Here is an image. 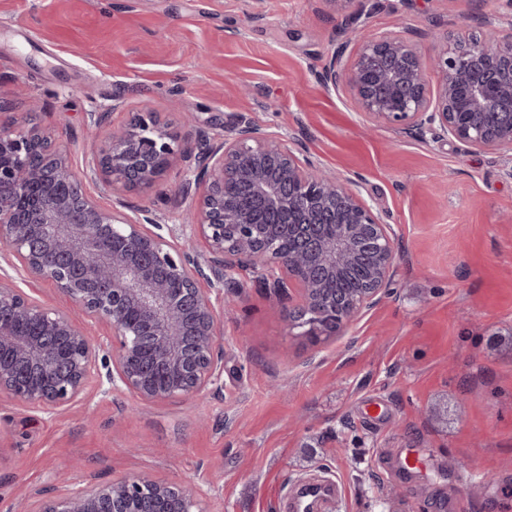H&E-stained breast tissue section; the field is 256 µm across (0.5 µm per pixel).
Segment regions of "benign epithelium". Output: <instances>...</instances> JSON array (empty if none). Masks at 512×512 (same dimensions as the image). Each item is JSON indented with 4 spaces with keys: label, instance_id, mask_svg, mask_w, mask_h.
<instances>
[{
    "label": "benign epithelium",
    "instance_id": "1",
    "mask_svg": "<svg viewBox=\"0 0 512 512\" xmlns=\"http://www.w3.org/2000/svg\"><path fill=\"white\" fill-rule=\"evenodd\" d=\"M485 32L434 49L431 85L418 33L356 29L319 74L359 111L398 133L448 138L477 152L512 151V11L481 16ZM184 157L175 189L196 199L177 244L99 208L87 178L151 188L180 154L179 137L152 112L112 131L96 165L78 175L37 124L0 127V395L45 413L82 400L99 366L148 402L195 396L221 378L215 301L231 272L248 267L278 297L297 284L289 320L312 341L340 334L392 285L400 237L364 198L360 181L330 176L288 141L242 120L214 145ZM208 250L202 263L192 239ZM45 281L112 335L94 341L68 310L44 304L17 280ZM209 287H201V282ZM33 512H209L197 494L149 472L101 483L66 475L34 493Z\"/></svg>",
    "mask_w": 512,
    "mask_h": 512
}]
</instances>
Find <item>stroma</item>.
<instances>
[{
  "label": "stroma",
  "mask_w": 512,
  "mask_h": 512,
  "mask_svg": "<svg viewBox=\"0 0 512 512\" xmlns=\"http://www.w3.org/2000/svg\"><path fill=\"white\" fill-rule=\"evenodd\" d=\"M347 0H0V126L51 131L78 171L113 127L155 113L195 152L186 114L214 141L246 120L322 169L362 180L401 248L388 295L311 344L252 271L218 313L222 387L146 403L100 372L47 414L0 396V512L61 469L100 481L152 472L210 512H282L300 486L338 484L345 512H512V152L399 135L316 75L350 41ZM496 0H379L368 26L409 27L425 48L479 35ZM106 113L95 136L89 116ZM177 172L151 189L84 183L108 210L182 234ZM425 471L400 472L406 449Z\"/></svg>",
  "instance_id": "1"
}]
</instances>
